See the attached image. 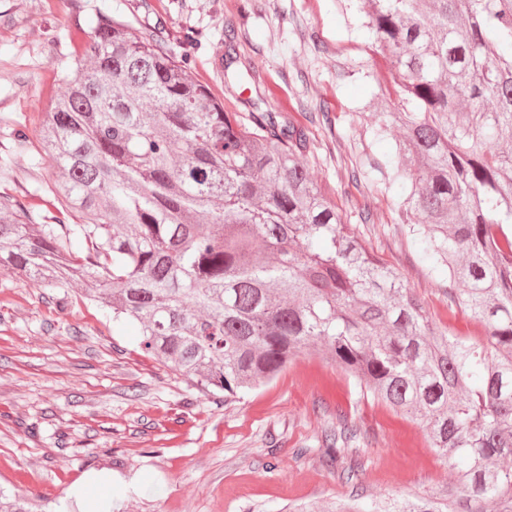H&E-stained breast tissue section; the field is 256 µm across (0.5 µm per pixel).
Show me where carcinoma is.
<instances>
[{"label":"carcinoma","mask_w":512,"mask_h":512,"mask_svg":"<svg viewBox=\"0 0 512 512\" xmlns=\"http://www.w3.org/2000/svg\"><path fill=\"white\" fill-rule=\"evenodd\" d=\"M364 36L402 96L369 163L403 198L404 232L449 305L484 338L448 340L310 176L307 126L229 112L154 32L106 13L76 30L65 92L42 126L54 196L79 224H36L0 195V267L63 302L132 321L142 351L224 398L320 355L360 393L419 422L448 485L289 512H512V0H364ZM356 429L325 436L353 471ZM0 488V512H28Z\"/></svg>","instance_id":"obj_1"}]
</instances>
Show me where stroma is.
Masks as SVG:
<instances>
[{
  "mask_svg": "<svg viewBox=\"0 0 512 512\" xmlns=\"http://www.w3.org/2000/svg\"><path fill=\"white\" fill-rule=\"evenodd\" d=\"M121 13L159 32L193 76L232 112L276 109L298 122L329 107L331 126L313 124L312 178L351 213L370 209L356 230L371 253L402 277L429 316L474 340L482 327L449 309L447 272L428 275L397 222L399 199L378 173L353 182L366 158L390 151L400 132L372 142L381 97L399 88L336 0H0V193L35 223H53L54 171L37 131L71 63V34L95 15ZM242 36L241 60L262 74L238 83L225 68L224 29ZM365 446L353 479L321 458L337 415ZM122 460L112 469L104 449ZM111 492H104L100 480ZM448 468L418 422L360 396L320 357L302 355L269 384L224 401L144 356L137 329L113 322L81 286L58 304L34 282L0 269V487L28 494L37 512H67L80 493L90 512H288L289 505L356 496L408 498L446 484Z\"/></svg>",
  "mask_w": 512,
  "mask_h": 512,
  "instance_id": "35a3bbf8",
  "label": "stroma"
}]
</instances>
